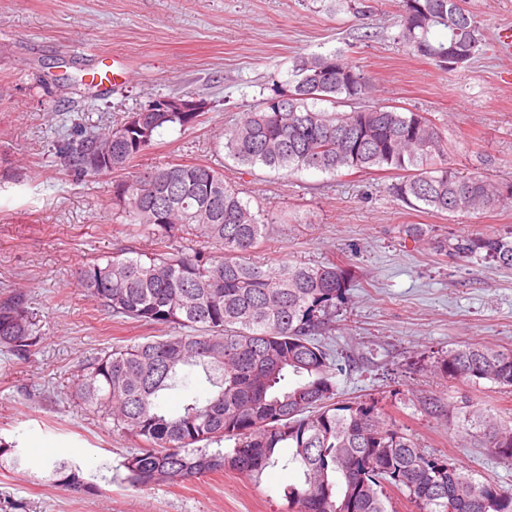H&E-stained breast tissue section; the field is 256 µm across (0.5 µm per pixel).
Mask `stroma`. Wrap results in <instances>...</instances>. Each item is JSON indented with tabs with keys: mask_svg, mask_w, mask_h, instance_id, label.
<instances>
[{
	"mask_svg": "<svg viewBox=\"0 0 512 512\" xmlns=\"http://www.w3.org/2000/svg\"><path fill=\"white\" fill-rule=\"evenodd\" d=\"M365 2L373 11L361 20L336 10L334 0H0V288L26 290L40 338L27 359L0 352V439L24 442L27 459L21 469H0V512H285L282 491L299 481L294 469L279 467L257 484L216 472L132 488L120 463L135 441L71 398L85 358L164 330L107 318L77 286L75 272L87 261L151 244L113 223V176L75 179L54 146L69 129L108 125L153 98L186 93L208 103L199 123L161 129L134 171L168 162L223 169L252 206L282 218L251 261L352 262L351 300L329 341L342 366L339 398L377 400L421 450L512 489V462L468 446L421 403L465 396L512 419V392L432 370L459 344L512 348V270L451 260L430 244L510 235L512 205L455 217L424 213L390 196L388 172L243 173L220 143L224 128L286 82L298 56L342 51L372 76L374 103L432 116L459 172L512 183V54L499 42L512 28V0H464L485 42L471 64L451 72L398 39L399 0ZM118 64L126 79L94 86ZM410 224L422 225L427 240L406 236ZM57 457L80 464L91 490L46 482L41 464Z\"/></svg>",
	"mask_w": 512,
	"mask_h": 512,
	"instance_id": "35a3bbf8",
	"label": "stroma"
}]
</instances>
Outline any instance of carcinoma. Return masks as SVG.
I'll return each mask as SVG.
<instances>
[{
    "label": "carcinoma",
    "instance_id": "cac0c4a2",
    "mask_svg": "<svg viewBox=\"0 0 512 512\" xmlns=\"http://www.w3.org/2000/svg\"><path fill=\"white\" fill-rule=\"evenodd\" d=\"M396 26L412 54L443 71L468 65L482 41L460 0H400ZM372 90V78L339 52L299 56L288 87L273 88L224 129L226 156L247 173L257 167L289 176L400 172L389 193L432 213L471 214L512 202V184L452 167L428 114L380 104L338 110ZM155 104L144 105L135 124L125 118L58 143L61 165L83 177L125 171L160 129H187L201 117L153 112ZM113 204L115 220L138 226L153 248L89 261L78 268L77 282L109 316L163 326L169 334L86 360L74 398L138 441L121 463L130 485L148 489L218 471L243 473L258 484L281 465L300 477L283 490L288 512H393L389 488L418 512H512L511 489L424 454L377 402L337 400L336 364L319 336L348 301L351 263L250 261L277 217L254 208L208 163H167L118 180ZM432 248L512 268V237L445 236L433 239ZM39 342L24 292L0 296V350L24 359ZM434 369L451 380L511 389L512 349L457 345ZM174 394L181 402L171 408ZM430 408L456 421L471 444L512 460L511 420L465 398ZM224 441L232 442L227 452ZM282 448L291 449L288 457ZM23 464L21 450L0 441V467ZM46 468L60 488H91L67 458Z\"/></svg>",
    "mask_w": 512,
    "mask_h": 512
}]
</instances>
